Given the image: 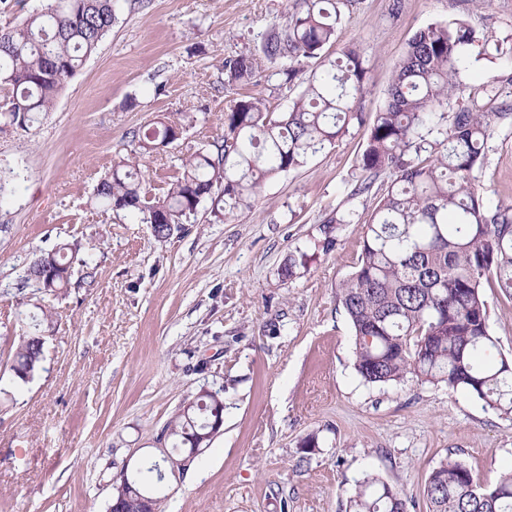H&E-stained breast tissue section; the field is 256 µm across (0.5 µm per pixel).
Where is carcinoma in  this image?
Wrapping results in <instances>:
<instances>
[{"mask_svg": "<svg viewBox=\"0 0 512 512\" xmlns=\"http://www.w3.org/2000/svg\"><path fill=\"white\" fill-rule=\"evenodd\" d=\"M338 0H296L288 29L266 33L263 56L274 61H319L289 110L275 116L262 99L245 96L224 113V136L182 160L166 192L151 197L136 168L138 155L181 140L183 126L160 118L134 134L130 155L112 166L95 198L113 211L142 215L163 241L182 228L209 199L222 220L252 207L266 181L303 166L349 127L364 123L360 104L367 67L359 51L327 59L341 23ZM114 0H53L47 12L0 30V130H26L52 111L65 77L79 70L115 22ZM496 59L502 45L461 20L417 32L397 64L383 108L375 113L358 160L354 194L376 177L391 180L362 227L355 271L340 285L338 299L355 337L354 366L368 384H390L412 374L462 391L483 407L512 414V361L490 359L491 336L483 284L512 297V205L488 204L476 184L497 123L512 118V103L492 111L477 100L458 107L448 126L431 127L462 85L464 57L472 46ZM255 59L224 61L232 82L251 79ZM69 244L39 254L55 270L47 282L33 265L26 281L53 295L70 282ZM15 378H33L43 347L25 336L10 357ZM223 389L194 399L166 424L173 446L163 461L195 452L190 440L212 417ZM160 464L138 469L130 485L116 482L113 497L123 512H140L137 494L159 498ZM424 494L430 512H512V472L481 487L461 462L447 460L429 475ZM354 512H407L406 500L376 477L365 478L351 499Z\"/></svg>", "mask_w": 512, "mask_h": 512, "instance_id": "carcinoma-1", "label": "carcinoma"}]
</instances>
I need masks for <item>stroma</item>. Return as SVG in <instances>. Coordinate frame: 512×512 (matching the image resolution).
Wrapping results in <instances>:
<instances>
[{
	"instance_id": "1",
	"label": "stroma",
	"mask_w": 512,
	"mask_h": 512,
	"mask_svg": "<svg viewBox=\"0 0 512 512\" xmlns=\"http://www.w3.org/2000/svg\"><path fill=\"white\" fill-rule=\"evenodd\" d=\"M341 0L331 56L357 48L368 68L362 110L387 99L410 40L459 19L512 42V0ZM294 0H115L96 52L64 78L52 112L28 131L0 130V512H108L112 478L160 459L170 417L205 389H222L224 424L183 475L167 476L163 512H349L375 475L428 512L429 474L446 460L478 484L512 470V417L446 385L410 376L365 383L336 297L360 253L361 226L390 180L357 195L369 134L353 126L306 164L268 181L252 208L157 241L149 224L103 211L100 178L159 117L184 126L173 146L144 155L150 195L190 152L224 134V112L253 95L282 115L302 91L288 59L261 60L264 34ZM255 56L250 82H229L226 59ZM512 91V59L470 56L459 103L488 79ZM478 182L489 203H512V119L496 128ZM343 224L327 227L335 215ZM335 244L323 249L325 236ZM80 244L67 288L25 281L41 251ZM306 253L299 276L282 278ZM93 270L95 283L83 277ZM499 352L512 357V297L484 288ZM42 336L43 363L17 384L8 360Z\"/></svg>"
}]
</instances>
